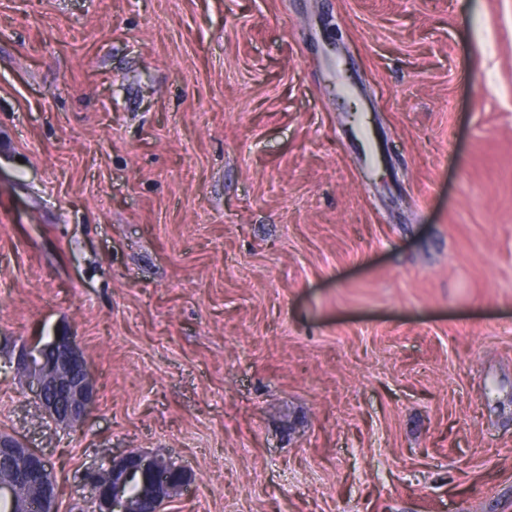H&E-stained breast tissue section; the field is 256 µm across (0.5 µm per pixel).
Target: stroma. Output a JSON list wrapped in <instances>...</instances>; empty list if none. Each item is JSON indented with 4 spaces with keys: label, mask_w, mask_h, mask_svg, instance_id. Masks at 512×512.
Listing matches in <instances>:
<instances>
[{
    "label": "stroma",
    "mask_w": 512,
    "mask_h": 512,
    "mask_svg": "<svg viewBox=\"0 0 512 512\" xmlns=\"http://www.w3.org/2000/svg\"><path fill=\"white\" fill-rule=\"evenodd\" d=\"M61 328L79 428L10 360ZM0 433L58 512L130 452L163 512H512V0H0Z\"/></svg>",
    "instance_id": "35a3bbf8"
}]
</instances>
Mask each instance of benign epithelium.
I'll return each mask as SVG.
<instances>
[{
    "label": "benign epithelium",
    "mask_w": 512,
    "mask_h": 512,
    "mask_svg": "<svg viewBox=\"0 0 512 512\" xmlns=\"http://www.w3.org/2000/svg\"><path fill=\"white\" fill-rule=\"evenodd\" d=\"M15 363L48 418L65 426L79 425L96 401V389L77 338L67 330L43 344L22 343ZM0 456L8 468L0 472V500L9 512H57L58 488L43 455L18 441L0 437ZM85 482L94 491V512H161L174 491L190 481L188 472L155 456L131 453L88 471ZM139 485L134 495L130 487Z\"/></svg>",
    "instance_id": "benign-epithelium-1"
}]
</instances>
